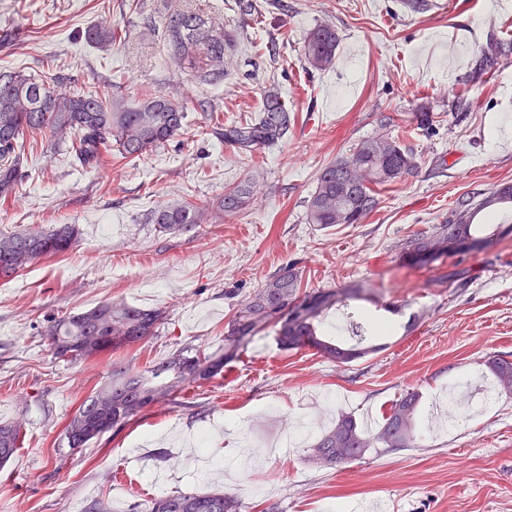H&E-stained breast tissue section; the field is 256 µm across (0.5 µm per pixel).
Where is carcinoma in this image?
Here are the masks:
<instances>
[{
    "mask_svg": "<svg viewBox=\"0 0 512 512\" xmlns=\"http://www.w3.org/2000/svg\"><path fill=\"white\" fill-rule=\"evenodd\" d=\"M166 50L190 79L204 84L224 81V54L231 43L229 35L211 26L202 14L178 10L165 26ZM87 42L106 49L116 41L112 24L101 22L85 32ZM338 34L330 25L314 28L303 47L307 64L325 70L336 58ZM509 46L492 38L483 49L479 70L495 68L507 55ZM60 79L0 71V198H8L18 185L27 162L25 136L50 132L51 136L71 138L70 164L81 168L98 166L117 154L134 161L165 144L183 130L188 117L184 103L171 98L145 95L135 106H128L122 95L106 99L93 92L59 90ZM288 108L276 94H267L262 107L249 120L224 126V143L242 152L271 148L288 133ZM418 169L414 155L400 139L381 136L365 141L352 155L340 158L320 171L314 192L307 200L310 224L324 227L358 224L378 204L376 187L401 180ZM250 194L249 186L227 189L219 202L220 210H241ZM490 208L512 209V184H502L475 203L466 199L451 210L454 221L436 224L431 231L410 240L405 254L416 263L429 251L434 258L454 256L453 242L471 239L484 249L490 238L480 235L477 215ZM150 222L164 231L188 232L201 223L195 202L156 208ZM76 229L62 224L50 231L0 233V278H10L32 262L63 255L76 244ZM300 279L293 270L277 273L257 289L227 324L224 351L205 353L184 350L162 361H150L139 371L112 366V378L91 392L73 411L64 427L68 447L84 448L94 439L118 429L149 406L170 396L175 387L201 384L224 369V362L238 355L270 323L278 326V344L287 350L312 348L324 358L348 364L378 350L365 345L366 334L390 324L385 317L372 318L354 312L355 343L345 346L320 331L325 313L335 306L351 307L353 300H367L363 288L322 290L299 294ZM165 319L161 309H146L126 303L101 302L89 309L53 321L46 331L50 350L57 358L83 362L120 348L136 346L154 336ZM487 366L504 392L512 393V362L491 357ZM421 396L407 392L392 404L384 423L374 433L358 427L355 418L342 413L336 424L310 448L309 460L318 467L336 468L363 458L379 444L391 450L412 447L419 422ZM112 408L110 424L97 432L91 424L102 416L99 405ZM23 430L17 423H0V467L8 464L22 444ZM238 495L213 490L205 493L174 491L151 500L148 512H241Z\"/></svg>",
    "mask_w": 512,
    "mask_h": 512,
    "instance_id": "carcinoma-1",
    "label": "carcinoma"
}]
</instances>
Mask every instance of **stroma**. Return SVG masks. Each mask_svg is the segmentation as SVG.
I'll return each instance as SVG.
<instances>
[{
	"mask_svg": "<svg viewBox=\"0 0 512 512\" xmlns=\"http://www.w3.org/2000/svg\"><path fill=\"white\" fill-rule=\"evenodd\" d=\"M233 0H0V70L62 77L64 88L121 92L127 104L154 93L188 103L172 141L135 162L70 166L47 133L27 138L28 163L0 203V231L75 225L68 253L0 279V421L26 441L0 469V512H145L155 496L221 489L242 512H512V393L496 388L489 357L512 361V213L489 217L499 234L481 251L419 266L402 251L444 222L459 200L512 184V56L475 68L489 38L512 42L498 0H259V21ZM208 15L233 35L226 77L190 81L170 59L166 18L175 7ZM111 20L121 40L105 53L85 29ZM328 23L339 35L330 69L310 68L306 35ZM281 94L291 117L275 147L244 153L217 131ZM431 113L432 127L414 116ZM400 137L412 176L381 187L361 223H308L320 170L364 141ZM247 182L245 207L225 215V189ZM193 200L202 224L187 233L150 224L153 208ZM294 268L301 293L371 289L370 314L395 309L394 330L370 337L374 353L348 364L315 350L281 349L266 328L223 374L178 389L89 448L74 451L65 421L113 365L140 369L183 347L214 352L245 298ZM165 311L146 343L71 363L55 357L51 321L101 302ZM493 389L485 411L447 429L428 425L413 447L372 448L336 469L309 448L352 414L376 430L403 393L423 412L458 389Z\"/></svg>",
	"mask_w": 512,
	"mask_h": 512,
	"instance_id": "35a3bbf8",
	"label": "stroma"
}]
</instances>
